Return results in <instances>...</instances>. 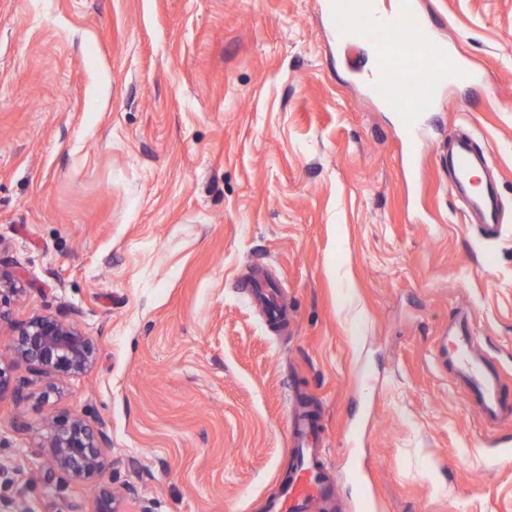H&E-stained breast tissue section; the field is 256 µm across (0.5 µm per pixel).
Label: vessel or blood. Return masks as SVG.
Segmentation results:
<instances>
[{
  "mask_svg": "<svg viewBox=\"0 0 512 512\" xmlns=\"http://www.w3.org/2000/svg\"><path fill=\"white\" fill-rule=\"evenodd\" d=\"M370 13L371 0H349L347 11L336 20L337 35L343 41L366 38L373 44L376 66L367 81L371 93L389 99L398 86H421V95L401 105L397 115L400 127L409 137H416L422 115L432 107L434 87L451 77L466 83L474 74L462 66L455 72L447 71L444 61L450 41L427 30L412 0H392L389 14L378 19L371 18ZM486 166L485 154L475 149L470 137H451L450 188L463 199L468 211L480 216L484 235L492 237L500 230L498 193L492 183L473 178ZM445 353L457 381L467 389L472 406L488 426H496L512 414V402L505 398L499 373L478 345L468 310H456L448 328ZM289 434L293 472L280 493L269 501L268 512H333L336 485L316 452L322 436L318 419L300 412L292 414Z\"/></svg>",
  "mask_w": 512,
  "mask_h": 512,
  "instance_id": "b4317fda",
  "label": "vessel or blood"
}]
</instances>
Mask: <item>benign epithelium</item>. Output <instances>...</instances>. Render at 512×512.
Returning a JSON list of instances; mask_svg holds the SVG:
<instances>
[{
    "mask_svg": "<svg viewBox=\"0 0 512 512\" xmlns=\"http://www.w3.org/2000/svg\"><path fill=\"white\" fill-rule=\"evenodd\" d=\"M18 291L17 282L0 272V320L4 317L5 294ZM12 350L16 358L35 374L50 379L43 399H49L57 384L86 371L96 359V347L74 320L65 313L47 314L13 326ZM26 382L12 378L0 366V396L7 392L23 398ZM110 437L102 422L90 423L76 415L63 425L47 424L45 448L52 465L75 480H89L100 473L102 449ZM118 493L112 487L99 488L96 512H117Z\"/></svg>",
    "mask_w": 512,
    "mask_h": 512,
    "instance_id": "1",
    "label": "benign epithelium"
}]
</instances>
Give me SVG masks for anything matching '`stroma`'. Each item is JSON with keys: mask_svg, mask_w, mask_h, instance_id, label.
Returning <instances> with one entry per match:
<instances>
[{"mask_svg": "<svg viewBox=\"0 0 512 512\" xmlns=\"http://www.w3.org/2000/svg\"><path fill=\"white\" fill-rule=\"evenodd\" d=\"M419 4L484 83L439 94L413 177L327 0H0L10 318L72 312L97 349L49 400L0 398V505L95 512L40 446L78 414L119 512H263L306 401L338 512H512V418L486 430L438 364L470 308L512 395V219L484 238L437 160L468 132L512 206V0Z\"/></svg>", "mask_w": 512, "mask_h": 512, "instance_id": "stroma-1", "label": "stroma"}]
</instances>
